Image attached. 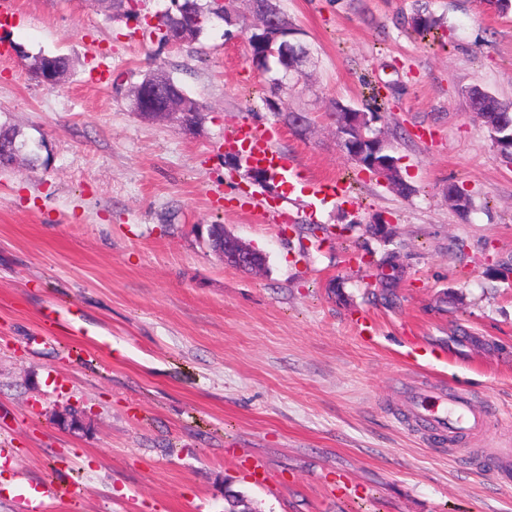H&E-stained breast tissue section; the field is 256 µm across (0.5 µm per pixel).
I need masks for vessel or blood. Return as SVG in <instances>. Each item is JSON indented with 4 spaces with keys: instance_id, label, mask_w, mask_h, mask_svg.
<instances>
[{
    "instance_id": "b4317fda",
    "label": "vessel or blood",
    "mask_w": 512,
    "mask_h": 512,
    "mask_svg": "<svg viewBox=\"0 0 512 512\" xmlns=\"http://www.w3.org/2000/svg\"><path fill=\"white\" fill-rule=\"evenodd\" d=\"M234 138L241 145L247 164L267 169L282 179L295 178L294 160L275 150L258 128L240 125ZM498 420L495 410L477 408L464 391L452 390L442 395L423 388L416 395L410 424L413 430L452 440L484 430Z\"/></svg>"
}]
</instances>
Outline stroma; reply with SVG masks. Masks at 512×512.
Segmentation results:
<instances>
[{"instance_id": "stroma-1", "label": "stroma", "mask_w": 512, "mask_h": 512, "mask_svg": "<svg viewBox=\"0 0 512 512\" xmlns=\"http://www.w3.org/2000/svg\"><path fill=\"white\" fill-rule=\"evenodd\" d=\"M17 6L0 27V122L43 161L0 168V512H28V483L55 494L53 512H224L228 488L256 512H512V480L469 463L512 428L452 446L404 422L410 384L512 411V166L467 97L478 85L512 101V10L280 0L310 51L278 92L306 114L301 135L262 102L282 73L253 65L245 0L239 25L173 49L103 0ZM418 10L438 19L432 37L411 34ZM16 44L74 67L47 88ZM154 69L204 105L199 128L131 112ZM373 87L415 195L360 172L336 139L334 102L365 108ZM244 123L296 159L299 192L229 165ZM336 177L349 195L315 192ZM452 183L474 200L468 219ZM380 216L391 233L369 232ZM214 223L263 252L266 273L216 257ZM388 253L403 273L386 289ZM53 306L71 329L46 320ZM64 408L85 430L56 425Z\"/></svg>"}]
</instances>
